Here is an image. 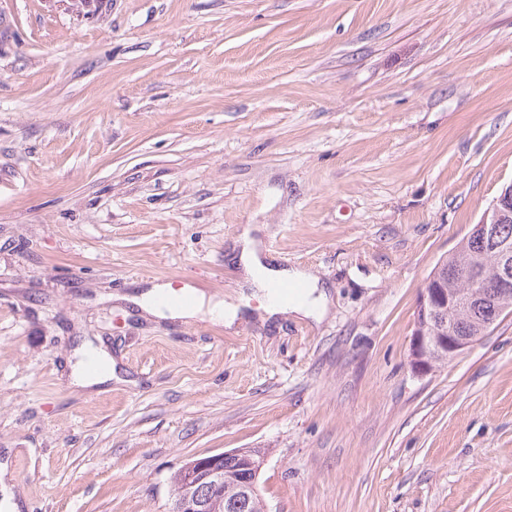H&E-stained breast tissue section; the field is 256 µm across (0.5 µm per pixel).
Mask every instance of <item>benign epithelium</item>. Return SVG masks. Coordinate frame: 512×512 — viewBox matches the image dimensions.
<instances>
[{"mask_svg": "<svg viewBox=\"0 0 512 512\" xmlns=\"http://www.w3.org/2000/svg\"><path fill=\"white\" fill-rule=\"evenodd\" d=\"M512 220V185L502 190L495 203L487 210L481 223L473 226L471 234L486 238L492 235L494 225ZM498 274L492 293L498 296L512 294V245L497 242ZM467 305L457 292H450L433 274L422 289L411 337L410 366L413 372L426 374L439 360H449L471 346L475 338L462 336L450 330L440 336L426 334L421 324L443 321L448 314ZM237 462L238 478L235 491L224 493V461ZM264 459L246 449L212 454L194 459L179 469L181 495L175 512H250L251 500L257 493V481Z\"/></svg>", "mask_w": 512, "mask_h": 512, "instance_id": "7a95c632", "label": "benign epithelium"}]
</instances>
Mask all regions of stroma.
Here are the masks:
<instances>
[{"label":"stroma","instance_id":"obj_1","mask_svg":"<svg viewBox=\"0 0 512 512\" xmlns=\"http://www.w3.org/2000/svg\"><path fill=\"white\" fill-rule=\"evenodd\" d=\"M512 185V0H0V512H169L261 448L270 512H512V314L412 372L422 289ZM328 287L232 328L243 231ZM111 382L80 387L83 343ZM181 291L182 293L188 292L193 297V303L188 308H163L158 305L157 297L160 294L166 292L173 295L175 293L170 284H155L151 286L150 290L132 295L128 300L138 306L140 310L159 318L183 320L203 316L214 321L224 319V323L228 326L239 317L242 307H249L248 302L243 305L242 303L222 301L188 285L183 286ZM79 358L73 367V378L80 385L102 384L112 379V358L101 347H95L91 343L78 351ZM95 360L100 367L96 372H90L88 363Z\"/></svg>","mask_w":512,"mask_h":512}]
</instances>
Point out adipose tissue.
<instances>
[{"mask_svg": "<svg viewBox=\"0 0 512 512\" xmlns=\"http://www.w3.org/2000/svg\"><path fill=\"white\" fill-rule=\"evenodd\" d=\"M239 252L235 258L237 267L245 275V283L250 295L259 302L257 311L261 319L268 320L287 313L301 315L312 320H321L326 311L329 296L317 276L301 269H287L267 263L262 257V247L250 234H243L238 240ZM284 282H300L306 287L303 299L283 300L274 294L276 285ZM168 284H156L150 290L132 295L131 301L140 310L156 317L183 320L203 316L214 321L233 324L239 316L241 306L226 302L199 289H192L193 303L187 308H163L157 303L162 293L171 292Z\"/></svg>", "mask_w": 512, "mask_h": 512, "instance_id": "obj_1", "label": "adipose tissue"}]
</instances>
